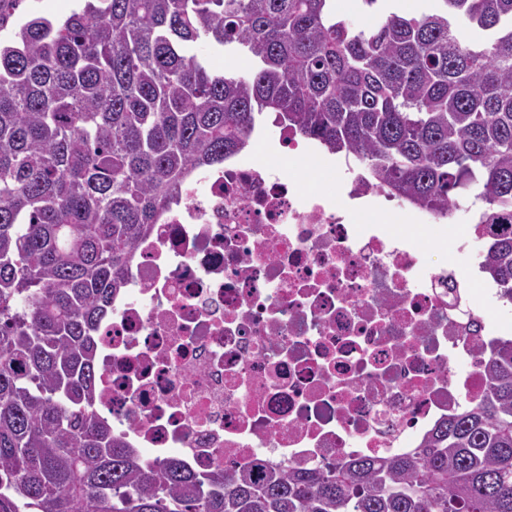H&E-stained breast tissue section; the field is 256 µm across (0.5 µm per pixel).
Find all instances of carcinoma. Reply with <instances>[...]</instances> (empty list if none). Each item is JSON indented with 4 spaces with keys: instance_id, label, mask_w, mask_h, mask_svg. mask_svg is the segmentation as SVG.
<instances>
[{
    "instance_id": "1",
    "label": "carcinoma",
    "mask_w": 512,
    "mask_h": 512,
    "mask_svg": "<svg viewBox=\"0 0 512 512\" xmlns=\"http://www.w3.org/2000/svg\"><path fill=\"white\" fill-rule=\"evenodd\" d=\"M331 0H0V512H512V338L415 450L262 476L143 459L100 412L99 327L138 242L264 114L429 211L512 214V0L353 27ZM210 45L246 56L215 74ZM512 300V232L482 248ZM18 12L24 14L33 12L36 16L57 20L70 15L82 7L80 0H22Z\"/></svg>"
}]
</instances>
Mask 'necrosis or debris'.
<instances>
[{"label":"necrosis or debris","mask_w":512,"mask_h":512,"mask_svg":"<svg viewBox=\"0 0 512 512\" xmlns=\"http://www.w3.org/2000/svg\"><path fill=\"white\" fill-rule=\"evenodd\" d=\"M286 165L254 153L187 182L142 240L98 339L102 408L144 458L178 450L196 472L318 468L416 448L448 415L481 400L484 360L512 325L487 314L457 209L411 207L444 259L412 238L352 218L386 204L352 169L309 188L310 155L285 129Z\"/></svg>","instance_id":"1"}]
</instances>
